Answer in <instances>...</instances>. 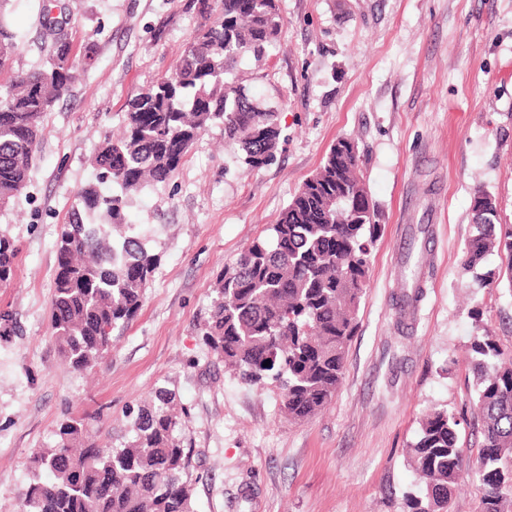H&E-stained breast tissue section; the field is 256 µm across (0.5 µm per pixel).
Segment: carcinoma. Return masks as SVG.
I'll list each match as a JSON object with an SVG mask.
<instances>
[{
	"label": "carcinoma",
	"instance_id": "carcinoma-1",
	"mask_svg": "<svg viewBox=\"0 0 512 512\" xmlns=\"http://www.w3.org/2000/svg\"><path fill=\"white\" fill-rule=\"evenodd\" d=\"M5 5L0 0V210L32 179L47 113L71 96L79 68L93 64L91 56L73 52L71 35L53 17L58 0H42V62L15 67L16 34L4 19ZM192 9L199 21L174 70L125 102L121 134L106 136L94 153V180L76 192L60 227L51 327L61 359L75 371L98 367L112 347V331L140 310L157 267L158 256L130 218L133 198L166 183L213 125L238 146L247 169L275 159L277 111L227 75L243 57L259 62L277 43L276 0H192ZM359 163L358 143L337 139L270 226L269 238L253 241L224 270L204 325L203 342L224 367L249 384L276 383L294 421L316 414L341 384L369 256L381 233ZM471 206L490 221L478 225L468 243L467 267L496 253L512 287V224L495 223L496 201L483 190L475 191ZM17 254L15 241L0 236V284L11 280ZM402 287L400 313L406 315L422 296L417 268ZM471 349L473 407L482 424L473 474L482 488L481 512H505L512 501V352L488 332L474 337ZM175 400L161 388L128 411V439L115 448L91 442L84 417L61 423L54 445L30 457L22 512H191L190 449L178 436L185 409ZM457 426L445 411L422 421L408 455L424 488L407 497L410 512H448L469 468Z\"/></svg>",
	"mask_w": 512,
	"mask_h": 512
}]
</instances>
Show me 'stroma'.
Segmentation results:
<instances>
[{
  "label": "stroma",
  "mask_w": 512,
  "mask_h": 512,
  "mask_svg": "<svg viewBox=\"0 0 512 512\" xmlns=\"http://www.w3.org/2000/svg\"><path fill=\"white\" fill-rule=\"evenodd\" d=\"M63 2L72 40L96 62L48 114L33 179L0 212V235L18 246L0 286V311L16 322L0 338V512H19L29 457L64 420L89 418L99 447L120 446L127 412L159 388L187 410L180 437L194 512H408L407 495L422 486L406 450L429 409L454 416L460 446L479 454L474 336L490 332L512 351V290L478 281L498 256L465 267L476 189L512 224V0H277V45L237 67L250 95L279 113L277 159L247 171L214 126L166 185L133 201L159 263L93 375L64 367L52 337L59 229L105 134L119 132L124 102L176 62L198 17L187 0ZM6 10L20 36L16 66H37L38 0ZM343 136L358 142L382 232L342 383L324 409L291 422L280 390L241 382L201 327L218 276L268 235ZM420 225L429 229L425 288L401 329L400 242Z\"/></svg>",
  "instance_id": "35a3bbf8"
}]
</instances>
